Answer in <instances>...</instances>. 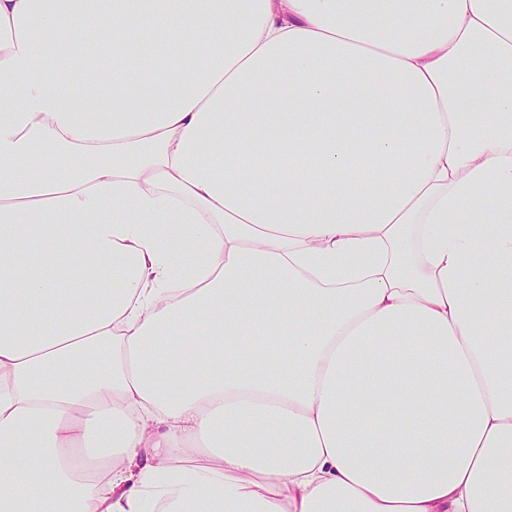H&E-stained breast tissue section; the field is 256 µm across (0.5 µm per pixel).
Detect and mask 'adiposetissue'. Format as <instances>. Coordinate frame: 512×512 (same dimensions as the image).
<instances>
[{"label": "adipose tissue", "instance_id": "adipose-tissue-1", "mask_svg": "<svg viewBox=\"0 0 512 512\" xmlns=\"http://www.w3.org/2000/svg\"><path fill=\"white\" fill-rule=\"evenodd\" d=\"M0 512H512V0H0Z\"/></svg>", "mask_w": 512, "mask_h": 512}]
</instances>
